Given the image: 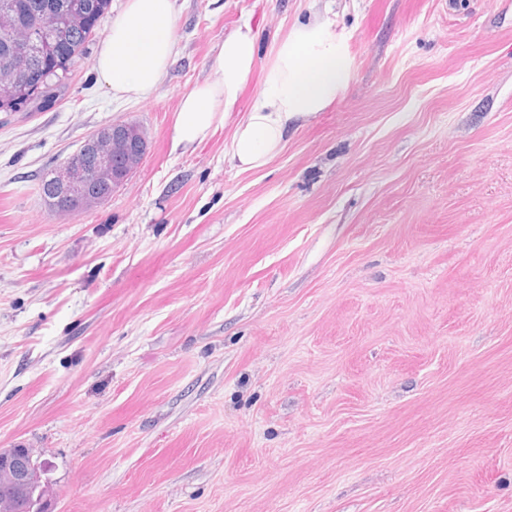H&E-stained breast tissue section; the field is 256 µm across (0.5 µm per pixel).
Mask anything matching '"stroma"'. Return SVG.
Here are the masks:
<instances>
[{"label": "stroma", "instance_id": "1", "mask_svg": "<svg viewBox=\"0 0 512 512\" xmlns=\"http://www.w3.org/2000/svg\"><path fill=\"white\" fill-rule=\"evenodd\" d=\"M346 92L263 168L226 160L310 0H173L152 95L94 70L0 121V448L51 512H512V0H322ZM225 125L174 144L241 22ZM147 132L111 199L38 191L95 131Z\"/></svg>", "mask_w": 512, "mask_h": 512}]
</instances>
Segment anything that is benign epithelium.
Segmentation results:
<instances>
[{
    "mask_svg": "<svg viewBox=\"0 0 512 512\" xmlns=\"http://www.w3.org/2000/svg\"><path fill=\"white\" fill-rule=\"evenodd\" d=\"M88 15L81 0H73L61 21L46 18L24 41L14 43L15 65L0 78V103L8 104L26 90L27 62L35 54H66L65 33L71 27L87 23ZM146 133L135 123H114L90 136L73 155L52 171L58 188L51 200L53 210L76 213L103 202L102 186H122L144 158ZM33 456L30 453L0 452V471L14 491L24 492L33 480Z\"/></svg>",
    "mask_w": 512,
    "mask_h": 512,
    "instance_id": "7a95c632",
    "label": "benign epithelium"
}]
</instances>
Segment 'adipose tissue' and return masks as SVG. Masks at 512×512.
<instances>
[{"label":"adipose tissue","instance_id":"obj_1","mask_svg":"<svg viewBox=\"0 0 512 512\" xmlns=\"http://www.w3.org/2000/svg\"><path fill=\"white\" fill-rule=\"evenodd\" d=\"M329 20L294 26L268 64L255 104L236 125L228 156L242 170L264 167L284 145L289 127L332 105L351 80L352 60ZM259 34L249 21L218 46L213 79L194 85L180 102L175 141L207 139L230 115L255 69ZM172 0H127L101 41L94 68L117 97L147 98L175 54Z\"/></svg>","mask_w":512,"mask_h":512}]
</instances>
